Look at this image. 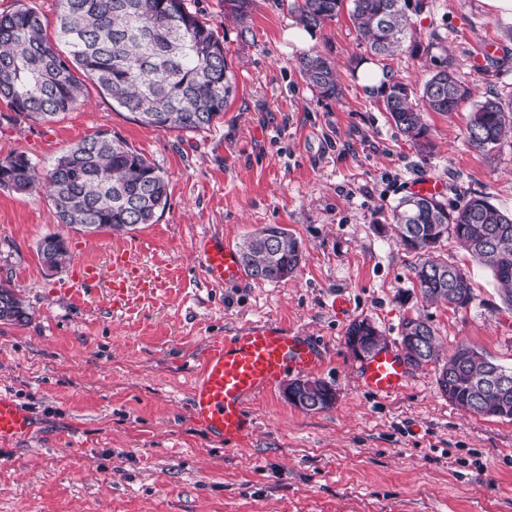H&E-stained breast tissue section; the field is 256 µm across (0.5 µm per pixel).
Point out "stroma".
I'll use <instances>...</instances> for the list:
<instances>
[{"instance_id":"35a3bbf8","label":"stroma","mask_w":512,"mask_h":512,"mask_svg":"<svg viewBox=\"0 0 512 512\" xmlns=\"http://www.w3.org/2000/svg\"><path fill=\"white\" fill-rule=\"evenodd\" d=\"M416 22L445 38L474 100L512 101V55L479 64L487 44L507 46L512 17L481 0H425ZM293 0H255L246 25L224 17V0L190 8L224 41L235 96L210 129L163 132L137 124L88 87L73 110L13 120L0 103V159L23 153L48 169L71 146L104 130L168 177L155 223L124 234H84L56 222L45 196L0 189V281L28 319L0 323V392L32 412L36 429L0 445V512H512V421L461 410L443 396L438 368H410L407 387L382 398L359 379L345 344L356 320L386 343L400 323L427 317L448 357L461 342L512 367V311L491 272L455 238L436 253L469 273V309L424 303L417 261L392 229V211L416 182L433 179L451 206L476 194L512 211V135L492 152L466 140L469 107L428 112L434 145L421 157L356 72L370 58L347 14L303 30ZM318 53L337 68L341 94L325 98L298 60ZM268 224L302 248L287 280L244 276L214 283L202 239L239 244ZM60 235L70 266L51 272L37 254ZM138 248L158 288L137 319L114 313L106 279L113 249ZM97 263L102 281L68 293L73 264ZM345 297L349 309L332 303ZM268 322L318 346L312 374L336 391L328 410L288 403L283 389L254 399L250 441L226 449L189 414V389L208 341Z\"/></svg>"}]
</instances>
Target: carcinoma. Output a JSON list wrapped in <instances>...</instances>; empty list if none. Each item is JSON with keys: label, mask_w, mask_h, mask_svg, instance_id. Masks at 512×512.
<instances>
[{"label": "carcinoma", "mask_w": 512, "mask_h": 512, "mask_svg": "<svg viewBox=\"0 0 512 512\" xmlns=\"http://www.w3.org/2000/svg\"><path fill=\"white\" fill-rule=\"evenodd\" d=\"M55 37L37 11L22 6L0 13V102L30 120L56 117L80 104L92 83L131 119L161 131H202L220 119L235 92V75L224 56V42L200 21L187 0H58ZM253 0H224L225 15L243 24ZM348 10L359 39L382 59L408 54L428 72L419 91L389 70L379 93L396 128L428 154L426 112H457L472 98L454 63L444 54L443 37L421 36L408 14L410 0H296V22L316 28ZM65 45L68 51L59 49ZM305 80L324 97L339 95L331 62L308 54L299 62ZM512 132V102L497 97L472 105L467 140L490 152ZM167 178L143 154L106 132L80 140L46 172L20 153L0 159V189L44 195L59 224L80 232H128L153 224L167 205ZM436 196L411 195L398 202L393 224L399 242L418 257L414 275L422 298L466 309L476 299L470 277L433 255L448 233L495 280L501 302L512 310V213L483 195L448 208ZM52 247L59 270L70 261L63 238H43L38 255ZM251 276L280 282L302 259L295 238L269 224L247 236L238 249ZM27 310L16 291L0 282V321L22 323ZM406 362L419 368L440 363V392L457 407L479 415L512 420V367L504 368L467 345H458L439 361L437 336L423 318L400 326ZM375 348L385 344L369 321L350 324L352 341Z\"/></svg>", "instance_id": "obj_1"}]
</instances>
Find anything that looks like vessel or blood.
Wrapping results in <instances>:
<instances>
[{"label": "vessel or blood", "mask_w": 512, "mask_h": 512, "mask_svg": "<svg viewBox=\"0 0 512 512\" xmlns=\"http://www.w3.org/2000/svg\"><path fill=\"white\" fill-rule=\"evenodd\" d=\"M205 271L211 281L231 282L243 275L238 253L227 243L206 241L202 249ZM136 255L129 249L112 253L114 268L111 298L115 307L133 312L125 282ZM100 279L95 262H80L71 277L74 295L85 293ZM323 361L319 350L291 331L258 324L237 336L211 338L190 393V413L200 426L225 442L241 443L253 430L249 404L259 394L272 391L288 371L312 372ZM365 385L376 395L389 397L403 390L409 380L401 351L387 345L360 366ZM33 415L12 397L0 393V442L26 437Z\"/></svg>", "instance_id": "obj_1"}]
</instances>
